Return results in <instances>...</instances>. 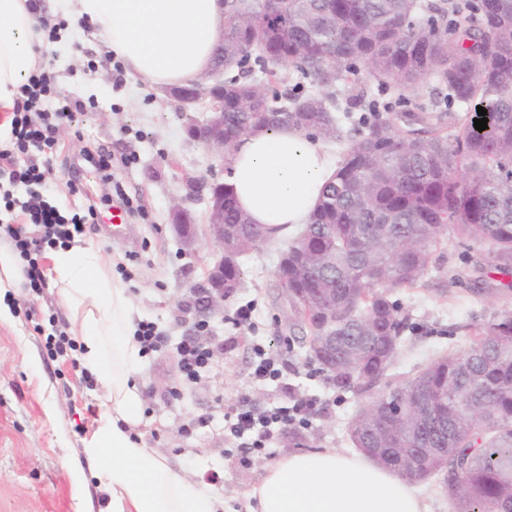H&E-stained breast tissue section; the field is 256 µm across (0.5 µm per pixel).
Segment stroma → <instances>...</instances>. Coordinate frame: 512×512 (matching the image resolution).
Here are the masks:
<instances>
[{
  "instance_id": "1",
  "label": "stroma",
  "mask_w": 512,
  "mask_h": 512,
  "mask_svg": "<svg viewBox=\"0 0 512 512\" xmlns=\"http://www.w3.org/2000/svg\"><path fill=\"white\" fill-rule=\"evenodd\" d=\"M43 63L78 110L58 125L52 170L37 190L66 215L93 222L74 243L93 244L112 262L127 287L138 323H153L161 348L143 352L136 379L149 447L176 469L201 478L218 474L215 488L228 512H246L248 494L267 464L289 454L333 448L352 450L348 427L358 410L383 391L405 383L440 356L469 348L471 329L512 313L506 276L490 271L491 244L447 233L430 267L414 287L394 293L406 329L387 376L366 392L336 391L307 355L306 330L295 321L276 277L282 243L271 242L239 259L242 285L208 312L192 290L221 253L210 236L207 185L224 177L220 154L192 141L190 119L204 118L206 103L183 108L168 93L135 82L122 61L93 38L88 27L58 23ZM436 78L382 96V118L396 119L430 107L444 95ZM106 155L98 170L93 158ZM202 182L190 193L189 181ZM132 202L121 229L108 204ZM182 205L195 222V243L185 248L173 227ZM13 321L0 326V512H107L109 495L90 473L85 442L107 405L102 386L77 352L57 357L48 341L68 327L52 284L40 292H8ZM251 308L248 322L236 320ZM196 339L214 352L212 363L185 380L179 367L183 342ZM278 362L282 377L254 384L255 347ZM298 397L315 400L307 426L281 431L270 448L244 454L226 423L240 399L271 407Z\"/></svg>"
}]
</instances>
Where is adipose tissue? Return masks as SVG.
Masks as SVG:
<instances>
[{
	"instance_id": "1",
	"label": "adipose tissue",
	"mask_w": 512,
	"mask_h": 512,
	"mask_svg": "<svg viewBox=\"0 0 512 512\" xmlns=\"http://www.w3.org/2000/svg\"><path fill=\"white\" fill-rule=\"evenodd\" d=\"M53 12L91 27L128 74L152 88L204 75L224 19L219 0H53ZM38 15L29 0H0V141L10 138L20 88L42 59ZM225 163L239 207L276 241L308 222L334 172L322 142L293 127L242 137ZM48 259L68 336L108 395L86 455L111 512H225L221 495L176 470L139 431L136 311L107 259L90 244L58 247ZM248 499L247 512H428L409 480L333 448L267 465Z\"/></svg>"
}]
</instances>
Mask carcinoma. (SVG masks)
I'll list each match as a JSON object with an SVG mask.
<instances>
[{"instance_id":"1","label":"carcinoma","mask_w":512,"mask_h":512,"mask_svg":"<svg viewBox=\"0 0 512 512\" xmlns=\"http://www.w3.org/2000/svg\"><path fill=\"white\" fill-rule=\"evenodd\" d=\"M448 23L417 18L420 10ZM254 67L271 83L289 64L308 82L302 94L280 93L245 74ZM224 141L263 127L302 128L341 143L353 105L377 112L380 102L337 87L365 64L384 91H406L429 76L448 89L445 107L487 110L488 129L473 113L444 128L441 117L358 119V132L322 189L309 224L288 242V303L306 342L336 335V387L370 389L400 346L402 323L392 291L414 287L448 230L490 242L491 268L512 273V0H464L418 6L414 0H224ZM264 112L262 125L255 113ZM224 223L248 232L225 237L228 285L241 279L239 258L266 232L224 186ZM336 296V316L320 305ZM355 448L382 462L375 448L415 455L446 448L428 476L443 475L454 512H512V314L473 329L463 355L440 357L401 387L377 396L352 419Z\"/></svg>"}]
</instances>
